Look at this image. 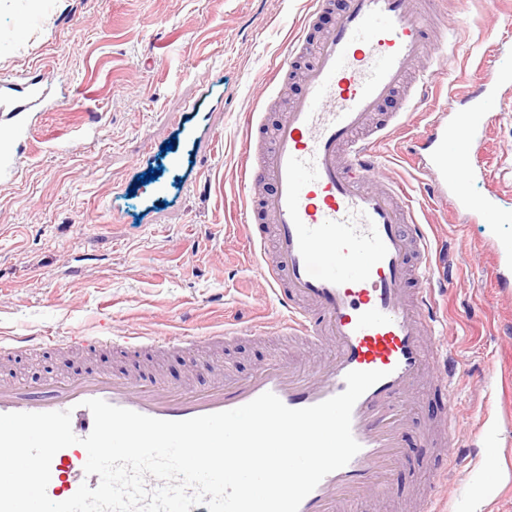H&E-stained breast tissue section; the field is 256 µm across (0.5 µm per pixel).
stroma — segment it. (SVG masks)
I'll use <instances>...</instances> for the list:
<instances>
[{
	"mask_svg": "<svg viewBox=\"0 0 512 512\" xmlns=\"http://www.w3.org/2000/svg\"><path fill=\"white\" fill-rule=\"evenodd\" d=\"M434 8L455 30L452 62L391 131L381 170L412 199L444 272L435 293L443 322L426 341L454 352L463 382L449 400L420 385L393 496L359 512H395L423 491L437 512H512V288L498 285L512 265L491 247L512 243V223L452 215L401 152L433 113L493 70H512V0ZM310 11L311 0H0V82L35 65L68 92L26 113L15 167L0 172V336H182L250 325L253 333L206 352L212 366L245 378L275 360H320L278 336L261 247L244 228L260 200L243 187L248 127L271 133L292 91L279 81L262 90L258 80L287 61ZM168 142L181 167L170 166ZM472 145L483 175L471 195L493 190L512 208V84L498 87ZM146 167L162 194L139 189ZM73 369L52 351L0 365V377L35 382ZM447 411L466 445L462 467L419 445Z\"/></svg>",
	"mask_w": 512,
	"mask_h": 512,
	"instance_id": "obj_1",
	"label": "stroma"
}]
</instances>
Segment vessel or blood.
<instances>
[{
	"label": "vessel or blood",
	"mask_w": 512,
	"mask_h": 512,
	"mask_svg": "<svg viewBox=\"0 0 512 512\" xmlns=\"http://www.w3.org/2000/svg\"><path fill=\"white\" fill-rule=\"evenodd\" d=\"M315 5L332 16L333 25L313 42L308 31L297 35L298 45L310 46L313 61L270 145L248 150L244 177L246 188L267 189L265 221L248 230L258 238L272 233V257L263 273L283 313L281 331L311 348L327 349V356L313 367L276 361L245 379L220 375L206 388L173 387L134 366L116 374L93 361L104 351L126 358L220 344L223 332L0 338V362L46 348L77 352L91 362L76 376L36 383L0 380V414L71 413L78 442L52 459L51 500H67L81 485L94 488L100 482L84 471L87 452L79 440L94 424L85 400L174 421L232 410L266 392L301 409L342 393L350 371H380L383 379L352 411L360 451L325 476L299 507V512H355L369 498L390 494L392 472L407 457L403 405L428 366L436 368L438 391L453 394L451 354L426 346L435 292L429 240L402 189L382 176L377 155L392 127L424 99L429 79L411 81L414 66L447 61L452 29L435 22L426 0H315ZM511 83V71H495L493 81L468 92L466 108L438 113L409 148L430 175L433 194L485 224L511 223L512 212L502 209L496 193L471 196L469 185L482 168L462 144L485 124V106L496 87ZM59 96L34 71L0 83V112L12 116L0 126V171L12 169L7 148L22 134L16 116L42 111Z\"/></svg>",
	"instance_id": "obj_1"
}]
</instances>
